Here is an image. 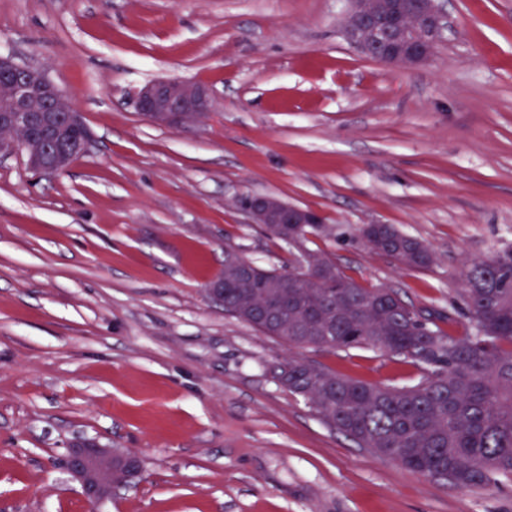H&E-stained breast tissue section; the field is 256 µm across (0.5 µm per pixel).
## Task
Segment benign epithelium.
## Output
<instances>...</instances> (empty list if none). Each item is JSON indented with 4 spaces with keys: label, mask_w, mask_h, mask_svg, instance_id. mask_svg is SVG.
Listing matches in <instances>:
<instances>
[{
    "label": "benign epithelium",
    "mask_w": 512,
    "mask_h": 512,
    "mask_svg": "<svg viewBox=\"0 0 512 512\" xmlns=\"http://www.w3.org/2000/svg\"><path fill=\"white\" fill-rule=\"evenodd\" d=\"M396 10L394 0H351L345 37L369 58L392 66L428 62L448 29L445 0H420L418 12L396 31L369 24ZM136 112L152 123L175 129L200 125L213 107L211 88L200 81L156 79L132 96ZM80 127L76 108L45 70L0 55V157L25 154L29 167L54 174L68 167L89 146L83 133L77 146L63 145L68 130ZM256 224H315L314 211L270 195L252 196L245 207ZM64 465L83 496L96 504L112 501L142 473L140 457L120 448L80 441L67 450Z\"/></svg>",
    "instance_id": "7a95c632"
}]
</instances>
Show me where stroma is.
Here are the masks:
<instances>
[{"instance_id":"1","label":"stroma","mask_w":512,"mask_h":512,"mask_svg":"<svg viewBox=\"0 0 512 512\" xmlns=\"http://www.w3.org/2000/svg\"><path fill=\"white\" fill-rule=\"evenodd\" d=\"M348 0H0V53L42 66L90 132L66 170L0 160V512H512V481L463 489L334 430L274 377L291 352L226 312L209 283L233 251L262 268L326 253L345 274L433 315L470 318L467 260L512 245V0H446L420 66L343 35ZM209 85L193 131L131 93ZM239 193L320 213L334 233L269 237ZM393 224L435 254L402 268L341 232ZM300 357L411 386L369 348ZM80 440L144 472L87 502L62 467Z\"/></svg>"}]
</instances>
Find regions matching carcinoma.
<instances>
[{
  "instance_id": "1",
  "label": "carcinoma",
  "mask_w": 512,
  "mask_h": 512,
  "mask_svg": "<svg viewBox=\"0 0 512 512\" xmlns=\"http://www.w3.org/2000/svg\"><path fill=\"white\" fill-rule=\"evenodd\" d=\"M272 238L299 245L326 236V224H265ZM371 251L406 269L434 262L428 244L392 224H361ZM240 256L224 259V310L267 336L301 348L366 347L402 355L423 376L410 387L365 383L298 357L279 363L275 378L302 398L327 426L406 470L462 487L512 480V245L467 263L461 295L471 329L453 336L389 288L367 287L323 254L303 268L278 270ZM288 299V314L271 319L264 304Z\"/></svg>"
}]
</instances>
